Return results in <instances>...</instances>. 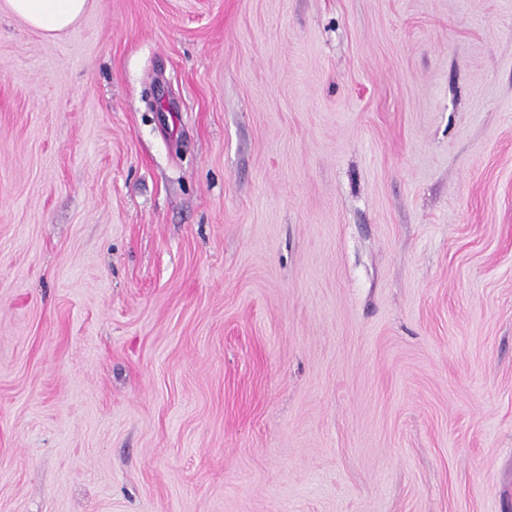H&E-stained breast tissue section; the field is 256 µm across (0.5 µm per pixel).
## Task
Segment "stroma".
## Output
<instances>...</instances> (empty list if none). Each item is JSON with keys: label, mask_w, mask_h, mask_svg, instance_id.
Wrapping results in <instances>:
<instances>
[{"label": "stroma", "mask_w": 512, "mask_h": 512, "mask_svg": "<svg viewBox=\"0 0 512 512\" xmlns=\"http://www.w3.org/2000/svg\"><path fill=\"white\" fill-rule=\"evenodd\" d=\"M0 512H512V0L1 7ZM89 0H7L13 15L47 34L72 26L85 12Z\"/></svg>", "instance_id": "obj_1"}]
</instances>
